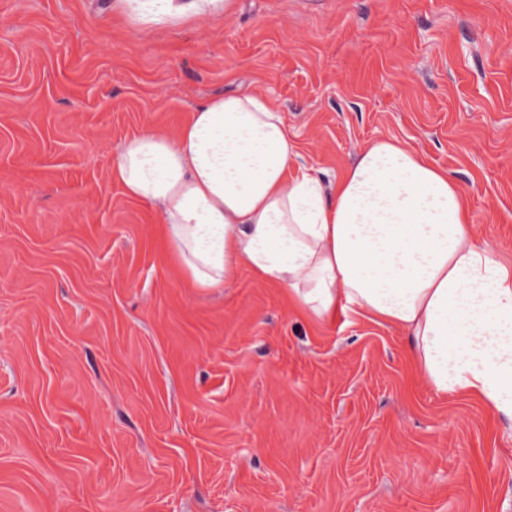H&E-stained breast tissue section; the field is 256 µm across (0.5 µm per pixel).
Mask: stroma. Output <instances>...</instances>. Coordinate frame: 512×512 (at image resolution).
I'll return each mask as SVG.
<instances>
[{"label": "stroma", "instance_id": "stroma-1", "mask_svg": "<svg viewBox=\"0 0 512 512\" xmlns=\"http://www.w3.org/2000/svg\"><path fill=\"white\" fill-rule=\"evenodd\" d=\"M0 0V512H512V422L400 329L192 287L122 143L254 93L325 181L395 138L512 262V0Z\"/></svg>", "mask_w": 512, "mask_h": 512}]
</instances>
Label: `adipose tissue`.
<instances>
[{
    "instance_id": "ef3b65f1",
    "label": "adipose tissue",
    "mask_w": 512,
    "mask_h": 512,
    "mask_svg": "<svg viewBox=\"0 0 512 512\" xmlns=\"http://www.w3.org/2000/svg\"><path fill=\"white\" fill-rule=\"evenodd\" d=\"M296 155L282 114L242 93L197 104L175 137L127 139L111 175L156 207L193 287H223L244 266L310 317L400 328L436 393L512 420V263L479 243L463 188L393 138L330 185L292 172Z\"/></svg>"
}]
</instances>
